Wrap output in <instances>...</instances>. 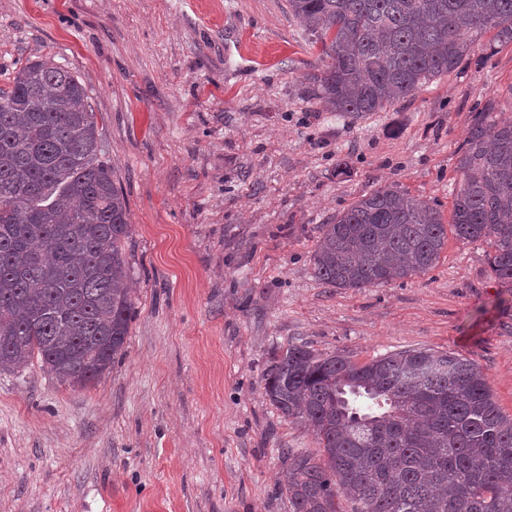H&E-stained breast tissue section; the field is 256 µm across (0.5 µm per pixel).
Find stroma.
<instances>
[{"instance_id":"stroma-1","label":"stroma","mask_w":512,"mask_h":512,"mask_svg":"<svg viewBox=\"0 0 512 512\" xmlns=\"http://www.w3.org/2000/svg\"><path fill=\"white\" fill-rule=\"evenodd\" d=\"M475 50L385 111L329 112L288 0H0V87L51 57L88 90L136 302L97 383L0 373V512H288L281 451L318 448L264 393L290 342L360 364L460 353L512 417V283L488 241L365 288L311 262L322 225L385 185L450 219L472 116L512 86V43Z\"/></svg>"}]
</instances>
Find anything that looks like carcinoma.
<instances>
[{
    "instance_id": "cac0c4a2",
    "label": "carcinoma",
    "mask_w": 512,
    "mask_h": 512,
    "mask_svg": "<svg viewBox=\"0 0 512 512\" xmlns=\"http://www.w3.org/2000/svg\"><path fill=\"white\" fill-rule=\"evenodd\" d=\"M327 59L307 76L332 112H379L470 60L472 36L512 42V0H288ZM488 99L460 148L446 225L393 187L322 225L316 278L335 288L421 274L448 242L493 241L512 281V122ZM91 98L52 59L0 88V373L34 362L95 383L124 353L135 310L127 201L98 158ZM270 403L319 451L286 448L289 512H512V417L456 352L403 351L359 365L289 344L264 371Z\"/></svg>"
}]
</instances>
